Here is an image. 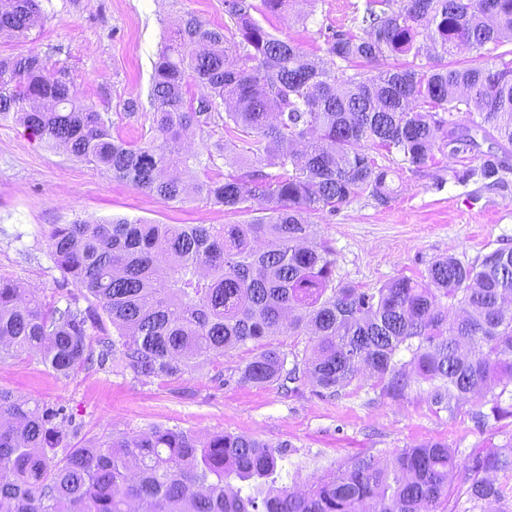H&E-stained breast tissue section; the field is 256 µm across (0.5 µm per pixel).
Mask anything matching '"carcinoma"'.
Listing matches in <instances>:
<instances>
[{"instance_id":"1","label":"carcinoma","mask_w":512,"mask_h":512,"mask_svg":"<svg viewBox=\"0 0 512 512\" xmlns=\"http://www.w3.org/2000/svg\"><path fill=\"white\" fill-rule=\"evenodd\" d=\"M260 2L224 0L222 28L194 16L175 24L154 62L152 123L139 143L112 135L39 53L0 57V121L165 201L261 205L250 222L219 227L126 217L54 225L52 259L87 306L74 296L50 306L1 279L0 360L35 353L64 377L115 360L138 377L171 378L254 343L261 351L240 369L244 383L307 381L336 397L367 373L392 401L425 384L451 416L489 394L494 419L512 417L506 390L493 393L512 381L511 248L476 264L438 258L421 279L369 293L336 282L334 248L309 221L363 194L391 202L393 170L379 150L420 170L435 150L455 159L489 140L479 168L453 175L508 187L512 61L503 57L512 51L491 52L512 35V0H364L354 28L318 30L327 49L317 59L253 15L280 16L293 0ZM43 20L39 0H6L0 38L27 41ZM462 47L473 62L450 60ZM410 55L429 66L358 72ZM190 80L206 94L189 96ZM219 120L215 149L184 146L190 128ZM237 142L250 161L212 177ZM281 335L306 336L310 349L289 356L270 341ZM70 424L61 408L0 390V512H448L456 494L491 505L512 492L490 478L512 477V438L462 462L439 441L383 462L358 455L299 494L282 482L285 451L252 436L202 441L157 426L73 446ZM459 469L466 488L457 491L449 477Z\"/></svg>"}]
</instances>
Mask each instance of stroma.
Here are the masks:
<instances>
[{"label":"stroma","instance_id":"1","mask_svg":"<svg viewBox=\"0 0 512 512\" xmlns=\"http://www.w3.org/2000/svg\"><path fill=\"white\" fill-rule=\"evenodd\" d=\"M363 0H294L287 17H261L262 26L297 44L308 56L324 55L321 28L354 27ZM42 28L29 41L0 39V57L38 51L63 71L84 102L112 123L113 135L140 139L150 126L149 110L129 113L125 102L147 99L153 63L170 25L193 15L223 25L224 0H41ZM395 197L377 206L360 196L336 212L312 215L319 238L336 251V278L372 292L397 276L418 278L440 256L466 263L512 248V191L488 190L479 178L456 182L455 169L476 167L477 156H435L427 168L408 169L389 155ZM113 216L157 224H242L247 213L193 197L164 201L110 173L72 159L31 138L19 124L0 123V277L35 287L45 303L61 289L62 274L50 257L52 225ZM258 352L246 345L177 378L140 380L112 365L54 375L34 355L0 362V390L64 407L72 417L73 442L106 441L162 426L205 438L218 433L250 435L288 444L287 484L307 485L352 456L385 459L397 448L428 440L448 443L460 455L503 443L512 418L480 428L472 412H489L484 397L464 401L455 415L436 411L419 389L393 401L381 397L369 376L336 398L318 395L310 383L290 389L240 382L239 369Z\"/></svg>","mask_w":512,"mask_h":512}]
</instances>
